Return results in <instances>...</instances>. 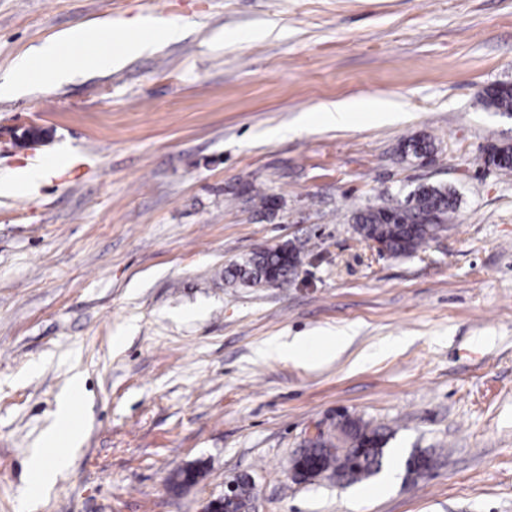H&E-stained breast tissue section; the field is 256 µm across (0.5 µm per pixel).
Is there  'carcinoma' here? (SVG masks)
Here are the masks:
<instances>
[{
    "mask_svg": "<svg viewBox=\"0 0 512 512\" xmlns=\"http://www.w3.org/2000/svg\"><path fill=\"white\" fill-rule=\"evenodd\" d=\"M483 106L493 112L512 114V85L500 83L488 88ZM431 144L423 139L410 140L402 147L404 155L420 158L430 153ZM485 163L503 170L512 169V146H495ZM458 208L456 191L445 185H422L408 195L405 205L394 219L383 217L382 208L369 206L354 216L357 233L364 239H379L387 244L388 253L410 256L440 230H448V221ZM302 244L270 248L263 254L251 253L240 262L224 269V280L245 287L274 285L285 287L300 265ZM341 430L352 443L366 452L357 454L351 448H338L326 441L309 443L301 454L315 463V475L347 483L361 482L377 475L383 466L386 434L357 421L344 423ZM255 499L253 482L244 479L238 485L236 498L224 506L223 512H251Z\"/></svg>",
    "mask_w": 512,
    "mask_h": 512,
    "instance_id": "cac0c4a2",
    "label": "carcinoma"
}]
</instances>
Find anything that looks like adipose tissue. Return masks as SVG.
Listing matches in <instances>:
<instances>
[{"label": "adipose tissue", "mask_w": 512, "mask_h": 512, "mask_svg": "<svg viewBox=\"0 0 512 512\" xmlns=\"http://www.w3.org/2000/svg\"><path fill=\"white\" fill-rule=\"evenodd\" d=\"M85 34L82 30L74 29L57 42L42 46L25 55L16 64L8 79L0 81L1 94H13L21 91L29 82L34 63L44 65L42 79L46 82L60 83L68 76V70L61 65L59 59L64 51L73 44L83 42ZM348 337L342 331H325L315 336H296L288 344V356L292 359L307 361L331 360L337 349L346 344Z\"/></svg>", "instance_id": "ef3b65f1"}]
</instances>
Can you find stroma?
<instances>
[{
	"label": "stroma",
	"instance_id": "stroma-1",
	"mask_svg": "<svg viewBox=\"0 0 512 512\" xmlns=\"http://www.w3.org/2000/svg\"><path fill=\"white\" fill-rule=\"evenodd\" d=\"M137 21L182 34L112 68L72 50L66 82L0 96V177L61 160L0 196V512H201L239 475L257 512H512V171L484 163L512 117L480 102L512 84V0H0V78ZM352 98L395 110L323 121ZM32 125L50 136L23 146ZM419 138L429 162L402 156ZM421 185L456 189L448 231L378 253L354 214ZM291 241L290 285L225 283ZM340 329L329 363L283 351ZM76 377L73 448L55 412ZM342 413L384 428L394 484L290 478ZM414 453L432 469L413 479ZM37 471L40 477V483L43 486H50L57 475L63 471L66 466L65 455L52 458H41L36 462Z\"/></svg>",
	"mask_w": 512,
	"mask_h": 512
}]
</instances>
